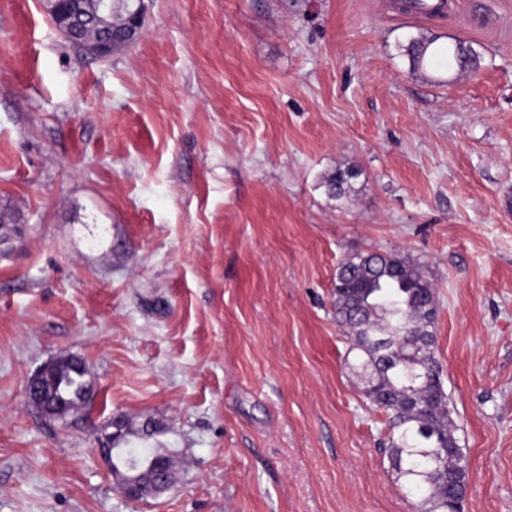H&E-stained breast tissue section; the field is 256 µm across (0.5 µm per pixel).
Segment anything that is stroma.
<instances>
[{"label": "stroma", "instance_id": "1", "mask_svg": "<svg viewBox=\"0 0 512 512\" xmlns=\"http://www.w3.org/2000/svg\"><path fill=\"white\" fill-rule=\"evenodd\" d=\"M145 5L95 59L0 0V512H420L336 322L361 251L431 280L464 512H512V0ZM421 33L477 66L411 73ZM61 356L60 420L25 388ZM112 447L171 488L123 497ZM358 175L359 171L354 167L337 169L336 174L326 180L329 194L336 198L346 195L352 188V180H355ZM84 372L73 367L62 369L53 381L56 407H74L84 401L90 387L84 379ZM115 451V454L113 453ZM112 467L115 470L124 468L140 469L147 468L150 464L155 463L162 457L171 458V452L168 448H151L147 453H141L138 448H112ZM115 459V460H114Z\"/></svg>", "mask_w": 512, "mask_h": 512}]
</instances>
